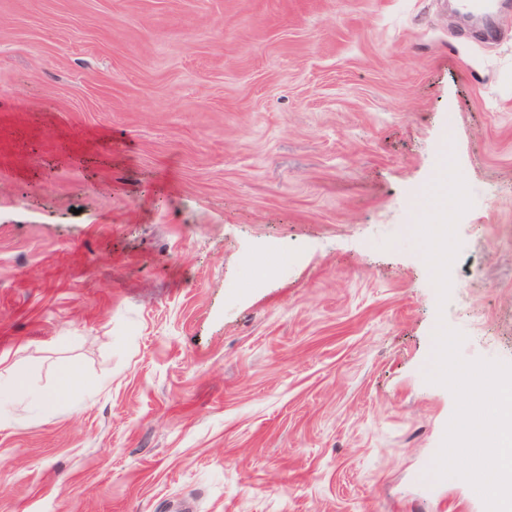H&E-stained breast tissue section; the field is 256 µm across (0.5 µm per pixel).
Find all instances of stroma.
<instances>
[{
	"instance_id": "obj_1",
	"label": "stroma",
	"mask_w": 512,
	"mask_h": 512,
	"mask_svg": "<svg viewBox=\"0 0 512 512\" xmlns=\"http://www.w3.org/2000/svg\"><path fill=\"white\" fill-rule=\"evenodd\" d=\"M441 321L512 363L511 7L0 0V512H485Z\"/></svg>"
}]
</instances>
